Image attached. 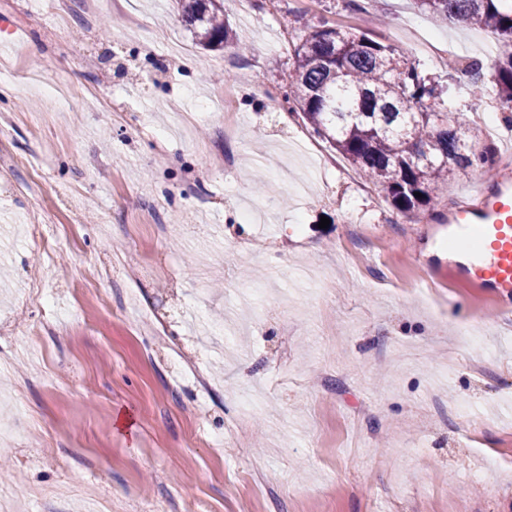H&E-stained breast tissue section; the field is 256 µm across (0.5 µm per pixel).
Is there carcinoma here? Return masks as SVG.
<instances>
[{"mask_svg":"<svg viewBox=\"0 0 512 512\" xmlns=\"http://www.w3.org/2000/svg\"><path fill=\"white\" fill-rule=\"evenodd\" d=\"M438 19L496 32L505 47L494 65L499 100L512 103V0H414ZM196 44L216 49L231 40L224 0H183ZM294 47L291 93L313 132L331 143L379 188L397 213L431 206L454 169H491L493 151L472 150V130L454 102L380 38L325 25H304ZM421 196L416 197L414 193Z\"/></svg>","mask_w":512,"mask_h":512,"instance_id":"cac0c4a2","label":"carcinoma"}]
</instances>
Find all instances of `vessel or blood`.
I'll return each mask as SVG.
<instances>
[{
  "instance_id": "vessel-or-blood-1",
  "label": "vessel or blood",
  "mask_w": 512,
  "mask_h": 512,
  "mask_svg": "<svg viewBox=\"0 0 512 512\" xmlns=\"http://www.w3.org/2000/svg\"><path fill=\"white\" fill-rule=\"evenodd\" d=\"M478 207L458 212L449 234L461 250L455 264L458 282L512 298V184L478 186Z\"/></svg>"
}]
</instances>
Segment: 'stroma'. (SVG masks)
<instances>
[{"instance_id": "obj_1", "label": "stroma", "mask_w": 512, "mask_h": 512, "mask_svg": "<svg viewBox=\"0 0 512 512\" xmlns=\"http://www.w3.org/2000/svg\"><path fill=\"white\" fill-rule=\"evenodd\" d=\"M37 2L0 0V161H29L0 170V502L512 512V307L449 272L448 216L486 173L400 216L287 100L301 18L382 35L465 113L497 36L412 0H249L224 7L241 54L195 45L178 0L92 27ZM420 33L466 64L421 62Z\"/></svg>"}]
</instances>
